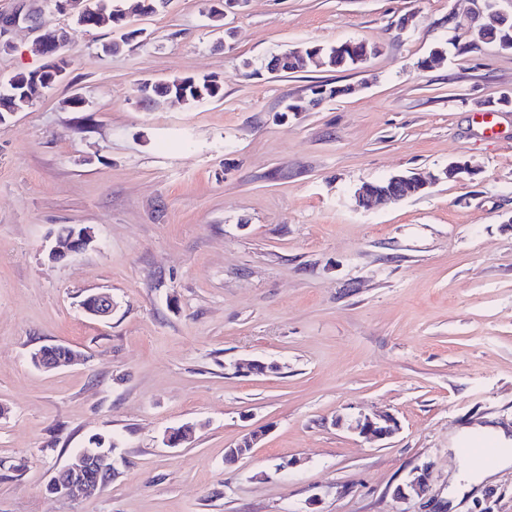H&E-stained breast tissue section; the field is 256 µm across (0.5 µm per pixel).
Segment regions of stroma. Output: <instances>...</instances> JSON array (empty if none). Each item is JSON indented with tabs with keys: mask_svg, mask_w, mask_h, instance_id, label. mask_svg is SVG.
I'll list each match as a JSON object with an SVG mask.
<instances>
[{
	"mask_svg": "<svg viewBox=\"0 0 512 512\" xmlns=\"http://www.w3.org/2000/svg\"><path fill=\"white\" fill-rule=\"evenodd\" d=\"M136 3L111 0L141 35L107 54L115 29L0 0V18L24 16L0 28V81L41 65L40 34L71 37L65 79L0 125V512H433L462 437L512 436V51L458 53L448 17L468 0H242L220 18L206 0ZM346 40L378 52L264 67ZM204 75L222 98L138 101L143 81ZM321 82L351 92L310 107ZM455 162L473 174L442 178ZM415 172L440 180L356 205L362 182ZM72 224L94 243L51 260ZM93 293L110 317L80 307ZM44 345L81 361L39 369ZM376 412L392 437L348 429ZM184 425L194 441L166 446ZM94 435L116 444L112 480L49 494ZM423 465L427 495L397 501ZM458 512H512V467ZM360 41L348 40L344 42L337 43L336 45L323 46L322 53L320 57L319 46H308V44L302 45L298 48H293L288 50L286 53L282 55H278L273 59H270L267 63V70L271 74H279L281 72L280 69V60L288 59V57H297L303 60L306 64L308 62L307 54L310 55L311 62H318L320 65L322 64L328 70H333L336 68L347 69L356 65V61L353 58V52L350 49V45L357 44ZM305 67L300 64L299 60H295L294 62L288 61V67H285L283 74H294L298 72L305 71ZM115 307L116 304L111 296L99 293L87 296L86 304L82 309L90 316L104 318L110 316Z\"/></svg>",
	"mask_w": 512,
	"mask_h": 512,
	"instance_id": "obj_1",
	"label": "stroma"
}]
</instances>
